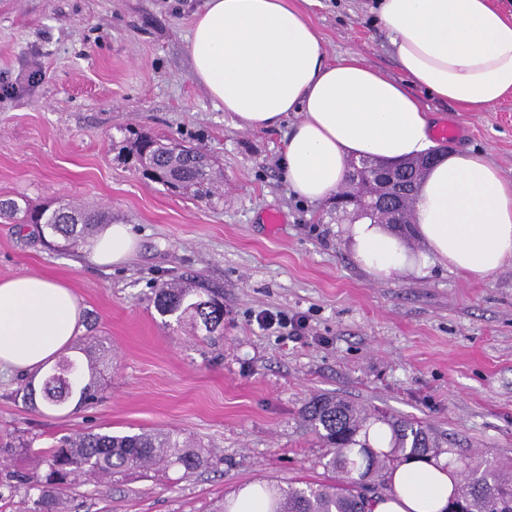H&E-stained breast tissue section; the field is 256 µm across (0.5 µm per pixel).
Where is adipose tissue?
I'll use <instances>...</instances> for the list:
<instances>
[{
	"mask_svg": "<svg viewBox=\"0 0 512 512\" xmlns=\"http://www.w3.org/2000/svg\"><path fill=\"white\" fill-rule=\"evenodd\" d=\"M378 20L401 79L384 76L352 50L329 59L298 0H207L188 38L192 75L236 126L270 130L296 121L280 161L289 190L331 201L351 160L434 162L413 201L414 226L360 216L345 227L355 263L373 280L450 270L482 280L512 262V181L480 151L442 152L435 120L413 94L463 112L512 95V0H377ZM420 250H412L408 237ZM126 224H104L84 247L100 266L135 252ZM72 288L43 274L0 279V371H44L79 333ZM389 495L372 512H446L457 480L445 458H412L387 474Z\"/></svg>",
	"mask_w": 512,
	"mask_h": 512,
	"instance_id": "obj_1",
	"label": "adipose tissue"
}]
</instances>
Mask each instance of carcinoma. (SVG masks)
Segmentation results:
<instances>
[{"mask_svg": "<svg viewBox=\"0 0 512 512\" xmlns=\"http://www.w3.org/2000/svg\"><path fill=\"white\" fill-rule=\"evenodd\" d=\"M126 142V158L145 178L172 191L189 189L199 199L208 200L218 191L215 161L201 149L134 130ZM47 211L46 207L23 208L13 199L0 202V217L45 227L73 246L96 225L112 223V219L98 212L79 207L60 208L46 218ZM154 303L161 314L174 315L178 322L189 317L202 324L209 336L224 333V306L218 291L192 277L156 286ZM41 395L48 406H62L74 400L79 407L95 400V382L76 384L68 397L49 372ZM302 416L328 448L324 467L337 473L338 479L332 485L279 488L269 499L268 512H371L373 498L385 489L371 477L402 455L427 456L443 447L439 437L421 422L384 416L379 421L391 428L394 445L387 453L377 452L361 440L369 414L333 397L310 399ZM25 452L37 455L43 470L16 474L8 487L12 494L22 495L27 512H60L63 492L80 477H114L157 466L175 469L186 478L212 464L209 451L190 444L177 429L116 435L79 432L48 448L36 451L27 447ZM449 461L459 465L461 483L454 488L448 512H512L511 471L491 464L472 468L461 458L451 457Z\"/></svg>", "mask_w": 512, "mask_h": 512, "instance_id": "obj_1", "label": "carcinoma"}]
</instances>
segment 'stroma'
Masks as SVG:
<instances>
[{
	"label": "stroma",
	"mask_w": 512,
	"mask_h": 512,
	"mask_svg": "<svg viewBox=\"0 0 512 512\" xmlns=\"http://www.w3.org/2000/svg\"><path fill=\"white\" fill-rule=\"evenodd\" d=\"M205 5L0 0V199L105 212L137 242L128 264L98 267L82 246L0 218V278L69 284L82 324L72 357L85 359L92 338L104 351L99 399L80 408L31 405L21 373L0 375V434L17 445L0 473L35 470L26 443L178 428L212 451L209 468L81 485L62 512H209L248 484L328 483L326 449L301 416L317 395L422 421L472 466H512V262L480 281L447 270L368 279L345 238L352 211L289 192L280 160L290 123L240 129L194 80L187 36ZM305 10L329 57L357 50L400 78L374 0H312ZM34 63L42 78L15 89ZM417 96L436 125L456 127L446 148L484 152L512 180V96L482 112ZM128 129L208 152L221 197L143 178L111 146ZM186 276L220 290L223 335L156 310L155 286ZM263 310L302 316V339L259 326Z\"/></svg>",
	"instance_id": "1"
}]
</instances>
